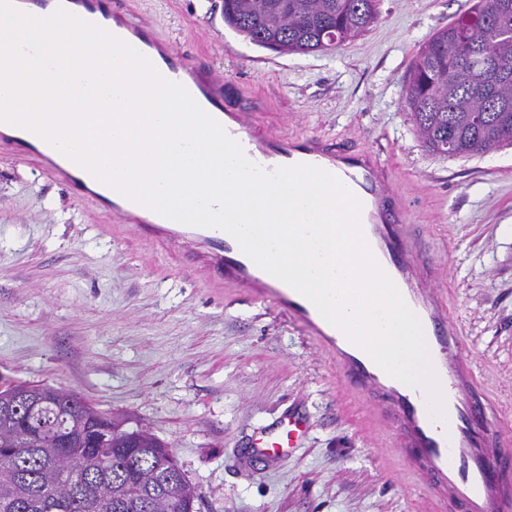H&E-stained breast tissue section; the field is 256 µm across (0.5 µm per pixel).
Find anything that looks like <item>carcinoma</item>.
I'll use <instances>...</instances> for the list:
<instances>
[{
    "label": "carcinoma",
    "mask_w": 512,
    "mask_h": 512,
    "mask_svg": "<svg viewBox=\"0 0 512 512\" xmlns=\"http://www.w3.org/2000/svg\"><path fill=\"white\" fill-rule=\"evenodd\" d=\"M379 0H224V22L276 52L332 50L366 32ZM406 102L424 147L469 156L512 145V0H476L418 49ZM15 447H0V512H196L198 495L171 448L143 430L104 421L85 398L24 399L10 419ZM112 457L103 473L95 457ZM79 456L78 473L68 459Z\"/></svg>",
    "instance_id": "1"
}]
</instances>
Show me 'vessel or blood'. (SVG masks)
Instances as JSON below:
<instances>
[{"instance_id":"vessel-or-blood-1","label":"vessel or blood","mask_w":512,"mask_h":512,"mask_svg":"<svg viewBox=\"0 0 512 512\" xmlns=\"http://www.w3.org/2000/svg\"><path fill=\"white\" fill-rule=\"evenodd\" d=\"M28 14L47 17L65 8L96 24L144 55L167 80L182 85L197 105L215 119L245 157L267 172L309 165L338 177L362 204L360 220L371 252L395 282L419 318L440 387L444 416L433 417L422 388L390 377L359 346L329 323L314 304L293 287L261 269L229 233L166 218L121 194L112 196V212L132 223L139 240L183 258L196 243L193 262L200 277L213 285L251 291L296 318L312 340L337 363L348 388L369 399L377 418L392 424L396 445L408 464L415 488L426 492L435 512H512V454L490 448L501 429L492 417L494 402L480 372L463 353L451 326V309L443 292L427 289L435 267L427 260L416 225L405 223L394 191L393 170L380 154L348 152L322 136L294 137L228 109L224 87L208 69L161 47L150 27L132 12L127 0H20ZM21 153L62 178L74 195L87 199L88 171L56 162L46 149L24 139ZM308 432L305 419L286 417L276 432L262 434L257 446L270 459L287 456Z\"/></svg>"}]
</instances>
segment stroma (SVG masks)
<instances>
[{
	"instance_id": "1",
	"label": "stroma",
	"mask_w": 512,
	"mask_h": 512,
	"mask_svg": "<svg viewBox=\"0 0 512 512\" xmlns=\"http://www.w3.org/2000/svg\"><path fill=\"white\" fill-rule=\"evenodd\" d=\"M175 53L197 55L263 123L397 163V192L449 291L451 325L512 426V146L430 153L405 105L418 47L475 0H379L363 35L279 55L224 23L222 0H129ZM0 374L73 391L171 447L201 512H429L373 407L288 314L206 287L113 214L0 146ZM288 456L254 440L288 416ZM307 432L308 425L305 419L288 416L280 422L276 432L263 433L257 439V448H260L267 458H282L294 448H298Z\"/></svg>"
}]
</instances>
